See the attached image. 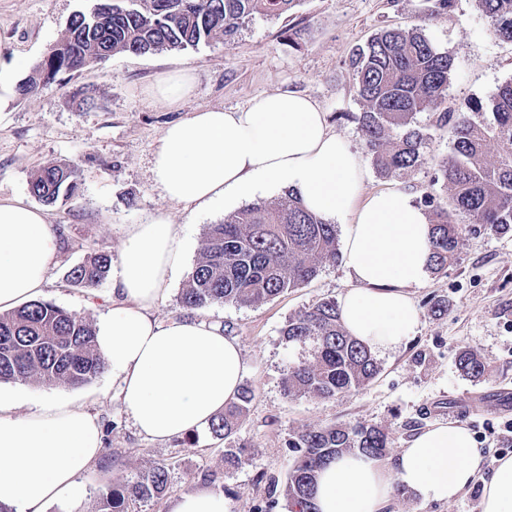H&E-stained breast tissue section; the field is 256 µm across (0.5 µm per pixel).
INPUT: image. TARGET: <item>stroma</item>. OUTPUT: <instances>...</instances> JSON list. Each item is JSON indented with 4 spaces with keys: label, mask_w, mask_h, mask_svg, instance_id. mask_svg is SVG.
Wrapping results in <instances>:
<instances>
[{
    "label": "stroma",
    "mask_w": 512,
    "mask_h": 512,
    "mask_svg": "<svg viewBox=\"0 0 512 512\" xmlns=\"http://www.w3.org/2000/svg\"><path fill=\"white\" fill-rule=\"evenodd\" d=\"M95 2L0 0V61L22 57L26 67L20 79L34 76L71 17ZM393 27L418 28L452 57L443 105L457 114H468L473 100L490 102L498 86L512 79V45L494 36L476 0H454L450 11L439 14L428 0H303L281 17H255L232 45L118 53L62 74L33 94L1 101V198L30 199L29 181L47 165L74 163L81 172L80 196L45 209L59 248L45 301L99 323L105 308L89 304L86 291L67 281V271L93 252L119 256L124 227L147 223L159 213L182 225L185 273L192 270L207 225L219 223L233 208L221 202L202 209L173 203L156 189L151 168L164 128L196 109L234 110L262 93L295 91L315 100L327 112L332 131L370 161L357 122L362 105L349 57L372 35ZM176 67L191 72L193 89L175 105L159 104L152 88ZM88 97L93 100L89 106L84 103ZM416 124L428 133L429 144L414 175L397 179L370 171L367 192L398 187L416 204L428 195L447 200L448 191L436 174L451 150V131L436 128L427 110L417 114ZM185 273L172 281L154 312L157 319L182 315ZM350 286L339 261L264 304L199 310V318L221 324L226 335L238 339L249 365L243 382L255 397L227 439L207 427L165 442L137 435L108 371L76 388L2 382L0 393L15 397L20 415L52 396L99 417L104 452L81 477L86 497L78 512H99L113 486L135 481L158 464L167 467L165 492L131 503L129 512H170L179 495L199 484L223 494L226 512H288L284 488L294 459L288 440L298 430L332 424L383 426L390 432L386 454L392 457L431 425L447 423L452 407L460 410L457 423L484 448L485 470H492L500 455L512 456V441L496 434L505 420H512V410L498 412L502 404L512 406V232L466 234L447 271L429 274L421 287L411 289L420 325L398 349L376 353L380 372L363 389L329 399L286 395L283 378L289 366L309 359L312 352L311 345L285 340L282 330L288 319L320 300L340 298ZM438 299L448 303L441 314L430 309ZM463 348L474 350L485 363L483 377L459 370L456 354ZM243 444L250 447L246 463L225 469V450ZM481 487L473 482L449 503H424L400 491L383 512H481Z\"/></svg>",
    "instance_id": "stroma-1"
}]
</instances>
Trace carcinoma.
Segmentation results:
<instances>
[{
	"instance_id": "obj_1",
	"label": "carcinoma",
	"mask_w": 512,
	"mask_h": 512,
	"mask_svg": "<svg viewBox=\"0 0 512 512\" xmlns=\"http://www.w3.org/2000/svg\"><path fill=\"white\" fill-rule=\"evenodd\" d=\"M301 0H102L73 16L59 42L37 66V76L16 91L27 96L64 72L78 71L116 53L146 54L182 50L222 41L231 43L255 16L279 17ZM493 34L512 43V0H476ZM349 67L363 106L358 123L372 164L384 177L414 172L427 135L414 126L415 115L437 109L447 96L453 60L415 28L386 29L355 50ZM435 126H449L451 152L439 165L448 191L443 204L427 195L431 269L453 262L464 228L458 215L498 234L512 230V80L498 87L491 112L481 101L470 115L446 110ZM81 189L79 170L70 164L41 168L29 182L32 196L50 206L75 199ZM336 225L308 212L297 194L258 201L207 225L200 257L188 275L180 305L189 310L214 304L258 306L314 279L323 264L336 262ZM112 265L109 254L91 253L72 266L67 281L97 288ZM291 343L314 342L313 359L289 367L283 380L288 396L330 398L365 387L379 372L370 349L348 335L334 299H323L288 319L283 330ZM460 371L481 377L486 366L472 350L457 355ZM105 369L96 331L85 317L51 302L30 301L0 313V382L82 386ZM254 392L244 385L237 400L211 423L212 432L229 437L246 412ZM296 453L288 473L286 495L291 512H312L317 470L353 451L380 458L389 435L375 425L334 424L303 429L291 437ZM167 470L157 466L132 484L112 488L100 512H128L131 501L162 495Z\"/></svg>"
}]
</instances>
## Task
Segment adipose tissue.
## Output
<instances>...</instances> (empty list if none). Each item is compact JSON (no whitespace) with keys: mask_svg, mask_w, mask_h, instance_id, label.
<instances>
[{"mask_svg":"<svg viewBox=\"0 0 512 512\" xmlns=\"http://www.w3.org/2000/svg\"><path fill=\"white\" fill-rule=\"evenodd\" d=\"M153 180L169 201L207 206L282 190L327 222L343 224L344 265L353 283L341 297L345 330L373 350H393L420 322L409 291L430 271L429 221L399 189L366 193L360 156L333 133L326 112L296 92L266 93L246 107L202 108L171 123L153 156ZM181 227L165 215L123 230L112 308L97 329L138 435L167 441L209 423L235 400L248 365L239 341L186 317L156 319L183 269ZM57 260L46 213L0 198V312L42 295ZM97 418L52 398L20 416L0 397V505L12 512L71 508L80 477L101 456ZM483 449L462 425L435 424L388 461L358 452L319 470L316 512H382L396 491L448 502L481 480V512H512V457L481 478Z\"/></svg>","mask_w":512,"mask_h":512,"instance_id":"obj_1","label":"adipose tissue"}]
</instances>
